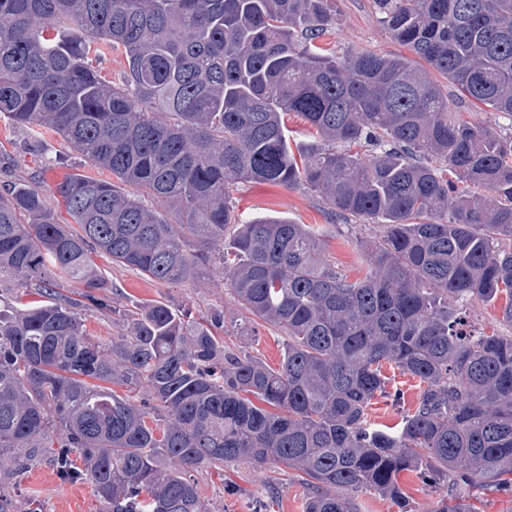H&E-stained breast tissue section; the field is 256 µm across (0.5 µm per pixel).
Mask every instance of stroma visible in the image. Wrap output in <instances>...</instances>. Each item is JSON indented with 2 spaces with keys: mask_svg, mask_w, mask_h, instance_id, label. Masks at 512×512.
<instances>
[{
  "mask_svg": "<svg viewBox=\"0 0 512 512\" xmlns=\"http://www.w3.org/2000/svg\"><path fill=\"white\" fill-rule=\"evenodd\" d=\"M335 9L336 26L323 38L326 47L339 53L353 49L405 54V47L380 25L373 0H335ZM72 174L105 180L111 177L110 172L89 165L54 131L41 128L33 132L14 126L0 115V192L21 180L35 182L48 210L58 222L64 223L69 216L55 186ZM230 196L242 218L285 217L298 224L313 225L324 261L352 279L368 273L365 248L384 232L383 225L370 220L332 214L315 192L302 187L288 189L272 183L244 181L231 187ZM97 263L111 283L108 295L115 312L104 316L84 311V328L94 339L110 341L125 328L124 312L146 302L160 301L194 316L215 310L223 312L224 338L229 345L263 359L269 366H278L285 336L263 323L257 326L254 337L241 340L237 335L241 311L222 273L214 271L200 280L161 283L102 257ZM448 304L461 313L468 333L512 336V325L502 318V301L483 303L452 298ZM385 374L388 390H401L404 398L397 406L376 399L368 413L376 426L392 427L400 423L406 410L414 407L419 387L416 379L398 369H386ZM194 479L210 512H257L259 506L269 502L275 512H303L307 494L305 486L286 467L274 462L262 466L248 461L227 463L199 470ZM398 482L405 492L401 501L369 489L353 493L359 512H443L449 502L444 489L422 481L418 471L401 473ZM0 491L9 500L7 512H28L32 505L38 512L104 510L91 483L61 480L44 458L33 462L23 473L5 478Z\"/></svg>",
  "mask_w": 512,
  "mask_h": 512,
  "instance_id": "1",
  "label": "stroma"
}]
</instances>
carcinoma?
<instances>
[{
    "mask_svg": "<svg viewBox=\"0 0 512 512\" xmlns=\"http://www.w3.org/2000/svg\"><path fill=\"white\" fill-rule=\"evenodd\" d=\"M374 3L463 97L512 115V0ZM335 25L334 0H0V115L116 179L57 183L71 224L28 183L0 195V273L59 272L38 283L53 300L0 303V450L52 454L105 512H209L191 473L237 460L297 471L304 512H358L348 490L398 497L423 462L429 482L512 488V336L468 334L448 309L503 297L512 324V134L450 111L407 57L323 48ZM113 47L119 82L95 65ZM291 113L320 142L293 149ZM241 180L381 221L370 274L325 265L307 224L239 220L226 189ZM95 254L167 283L220 268L241 335L256 319L284 332L279 367L224 344L223 315L163 302L107 343L87 336L83 311L112 312ZM386 364L420 383L397 431L368 420L374 399L401 401Z\"/></svg>",
    "mask_w": 512,
    "mask_h": 512,
    "instance_id": "cac0c4a2",
    "label": "carcinoma"
}]
</instances>
